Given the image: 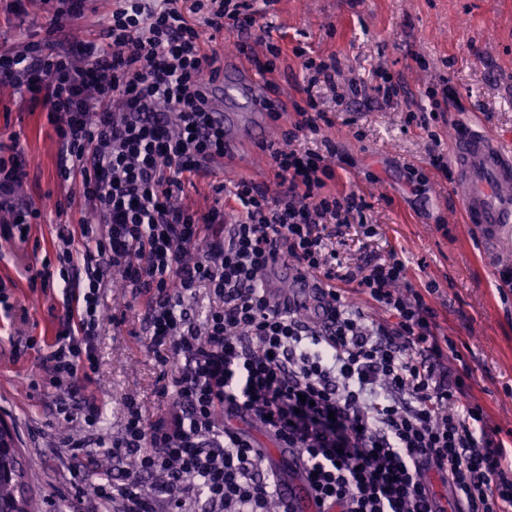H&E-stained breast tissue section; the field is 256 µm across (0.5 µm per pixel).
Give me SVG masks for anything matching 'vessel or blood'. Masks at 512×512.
<instances>
[{
  "mask_svg": "<svg viewBox=\"0 0 512 512\" xmlns=\"http://www.w3.org/2000/svg\"><path fill=\"white\" fill-rule=\"evenodd\" d=\"M208 96L216 119L232 127L238 115L254 116L266 109V90L260 81L228 69L210 84ZM452 159L467 192L460 203L462 220L478 230L488 244L512 238V147L496 135L469 123H461L452 144ZM278 272L294 280L296 289L282 296L283 304L297 308L312 300V280L299 279L286 262ZM274 465H287L282 483L283 496L292 512H321L304 473L291 465V452L282 448L268 451Z\"/></svg>",
  "mask_w": 512,
  "mask_h": 512,
  "instance_id": "b4317fda",
  "label": "vessel or blood"
}]
</instances>
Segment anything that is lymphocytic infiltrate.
Masks as SVG:
<instances>
[{"label":"lymphocytic infiltrate","instance_id":"1","mask_svg":"<svg viewBox=\"0 0 512 512\" xmlns=\"http://www.w3.org/2000/svg\"><path fill=\"white\" fill-rule=\"evenodd\" d=\"M50 5L45 38L0 57V84L47 112L65 159L60 182L76 186L91 217L58 235L55 263L35 274L58 285L62 328L41 357V382L64 421L96 427L102 407L91 395L73 406L100 368L97 340L106 326L102 294L116 275L147 296L146 335L169 378L173 401L147 419L126 403L119 433L99 447L112 474L91 483L96 461L73 442L69 483L90 512H290L281 479L241 421L250 419L294 462L327 512H512V445L474 398L457 341L437 331L425 290L406 286L397 256L349 268L327 249L320 224L366 223L363 197L325 193L338 150L294 142L332 120L312 95L337 89V57L302 56L306 83L298 119L268 143L279 190L245 179L219 184L223 207L180 201L184 176L224 156V127L212 119L207 82L216 74L210 39L241 35L238 49L259 73L283 52L250 44L258 24L250 0H219L203 25L178 0H115L98 36L71 31L87 0ZM28 178L17 156H0V236L22 237L42 217L18 204ZM314 274L330 300L312 314L274 303L271 258ZM214 301L203 320L186 307L199 290ZM386 312L368 319L349 293Z\"/></svg>","mask_w":512,"mask_h":512}]
</instances>
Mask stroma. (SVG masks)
Returning a JSON list of instances; mask_svg holds the SVG:
<instances>
[{
    "mask_svg": "<svg viewBox=\"0 0 512 512\" xmlns=\"http://www.w3.org/2000/svg\"><path fill=\"white\" fill-rule=\"evenodd\" d=\"M253 7L283 48L265 77L286 106L267 116L268 140H279L298 119L290 106L303 99L305 73L294 47L314 57L337 56L343 86L378 71L401 76L403 104L395 109L374 102L340 105L334 92L319 89L321 108L335 118L321 133L339 149L331 161L336 176L325 190L357 192L370 208L367 225L321 224L317 230L345 265L381 262L395 253L413 288L436 285L430 302L441 331L468 347L474 396L493 423L512 427V285L501 280L512 258H489L487 243L459 222L456 168L442 173L430 164L432 150L450 156L454 130L467 118L512 141V0H255ZM45 22L37 0L24 21L0 13V54L25 39H42ZM443 77L453 95L441 117L426 130L410 123L409 111L432 110L427 91ZM15 152L27 165L25 199L45 218L26 241L0 239V286L9 302L0 307V417L13 431L23 464L41 475L32 490L39 512H83L66 470L76 427L61 422L50 395L31 386L61 326L62 294L29 281L30 271L54 260L59 222L78 223L83 209L57 178L63 155L46 113L0 84V155ZM412 167L420 171L414 182L408 179ZM241 178L277 186L271 161L260 151L235 170L213 166L183 181L181 199L208 210L214 186ZM65 200L67 213L58 215L56 205ZM103 303L124 314L121 325L101 336L100 370L87 388L104 404L96 431L109 435L120 432L127 399H136L151 420L167 411L171 399L160 393L162 365L144 334L145 298L110 288Z\"/></svg>",
    "mask_w": 512,
    "mask_h": 512,
    "instance_id": "stroma-1",
    "label": "stroma"
}]
</instances>
